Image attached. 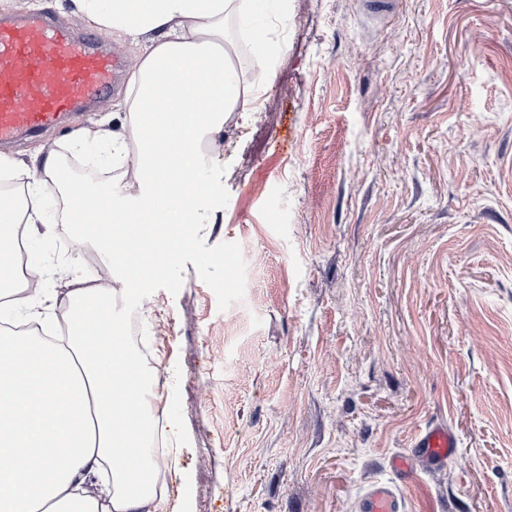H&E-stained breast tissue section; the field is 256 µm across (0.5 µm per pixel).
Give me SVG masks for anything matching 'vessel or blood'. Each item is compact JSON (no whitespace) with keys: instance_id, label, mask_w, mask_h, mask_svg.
Masks as SVG:
<instances>
[{"instance_id":"obj_1","label":"vessel or blood","mask_w":512,"mask_h":512,"mask_svg":"<svg viewBox=\"0 0 512 512\" xmlns=\"http://www.w3.org/2000/svg\"><path fill=\"white\" fill-rule=\"evenodd\" d=\"M122 63L94 35H75L50 16L0 15V143L49 129L82 111L111 88ZM414 448L428 463L443 464L455 453L446 426L432 425ZM359 512H402L394 485L373 482Z\"/></svg>"}]
</instances>
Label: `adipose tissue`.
I'll return each instance as SVG.
<instances>
[{
	"mask_svg": "<svg viewBox=\"0 0 512 512\" xmlns=\"http://www.w3.org/2000/svg\"><path fill=\"white\" fill-rule=\"evenodd\" d=\"M268 7L287 15L288 0H71L85 24L140 48L111 121L70 141L112 179L61 178L54 147L28 164L0 155V173L15 181L0 192L1 313L44 293L42 265H29L27 283L18 282L16 235L29 240L42 226L70 222L76 199L113 225L134 211L155 214L127 250L100 225L78 234L107 269L125 270L129 294L141 291L144 257L161 249L172 265L192 245L180 227L206 221L209 159L200 145L222 131L226 114L255 111L259 99V85L244 86L237 72L224 26L244 25ZM118 189L129 203L113 204ZM69 277L62 342L0 330V512H168L144 455L155 431L149 375L112 327L111 296L87 285L79 269Z\"/></svg>",
	"mask_w": 512,
	"mask_h": 512,
	"instance_id": "1",
	"label": "adipose tissue"
}]
</instances>
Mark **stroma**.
<instances>
[{"label": "stroma", "instance_id": "obj_1", "mask_svg": "<svg viewBox=\"0 0 512 512\" xmlns=\"http://www.w3.org/2000/svg\"><path fill=\"white\" fill-rule=\"evenodd\" d=\"M207 221L130 303L172 418L169 512H358L427 425L457 440L403 512H512V0H288ZM124 82L0 153L108 120ZM41 243L53 321L83 255Z\"/></svg>", "mask_w": 512, "mask_h": 512}]
</instances>
